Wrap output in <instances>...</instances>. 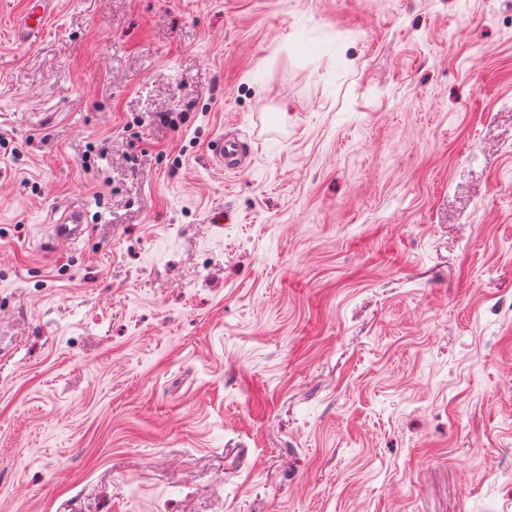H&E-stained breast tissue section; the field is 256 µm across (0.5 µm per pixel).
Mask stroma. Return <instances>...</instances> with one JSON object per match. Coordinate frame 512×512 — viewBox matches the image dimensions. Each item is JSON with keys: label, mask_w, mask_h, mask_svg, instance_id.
I'll return each mask as SVG.
<instances>
[{"label": "stroma", "mask_w": 512, "mask_h": 512, "mask_svg": "<svg viewBox=\"0 0 512 512\" xmlns=\"http://www.w3.org/2000/svg\"><path fill=\"white\" fill-rule=\"evenodd\" d=\"M23 2L0 512H512V0ZM57 0H26L24 9L14 25V35L29 41L42 33L53 17ZM215 143L212 149L216 162L224 167L225 171H235L242 164L243 143L235 137L219 136L213 141ZM84 212L80 207L67 210L54 224L53 243L56 246L72 244L83 232Z\"/></svg>", "instance_id": "obj_1"}]
</instances>
